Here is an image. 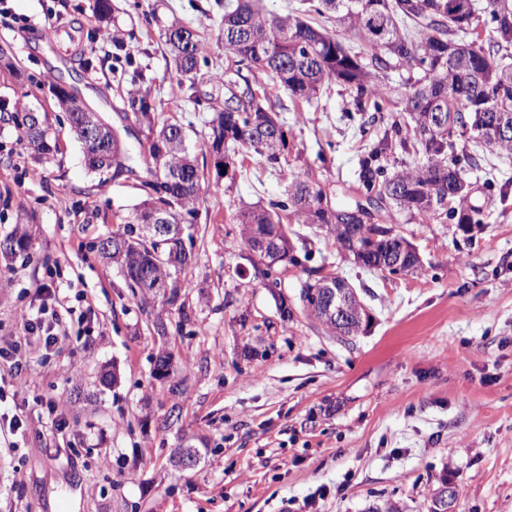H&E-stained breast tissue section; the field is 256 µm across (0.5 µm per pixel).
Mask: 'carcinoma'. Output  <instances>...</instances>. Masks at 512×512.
Listing matches in <instances>:
<instances>
[{"mask_svg": "<svg viewBox=\"0 0 512 512\" xmlns=\"http://www.w3.org/2000/svg\"><path fill=\"white\" fill-rule=\"evenodd\" d=\"M294 14L266 13L258 0H224V54L241 70L256 65L273 73L298 102L318 98L325 86L336 82L355 93L357 104L381 93V79L372 68L418 69L420 77L402 84L399 103L409 115L405 125L395 124L362 159L359 181L367 202L386 200L425 223L448 214L464 228L488 223L482 208L467 203L468 185L464 167L455 154L454 137L467 133L479 138L492 151L512 157V135L496 140L481 132L488 116L496 115L512 128V0H483L477 12L491 23L487 35L478 39L482 23L448 16V0H300ZM334 17L337 25L351 34L358 44L347 45L330 34L322 18ZM188 33L191 46L182 44ZM176 71L194 81L203 43L199 35L177 22L164 29ZM146 76L136 71L133 86L123 99L124 119L138 125L144 138L154 139L150 148L138 142V153L146 176L140 182L141 201L132 211L112 213L119 228L103 239L107 249L100 258L121 272L132 296L147 305L155 302L154 286L167 282L171 292L179 291V280L192 260V236L189 246L174 250L167 238L144 239L137 233L153 211L167 207L170 223L195 224L199 218L201 197L209 190L189 152L187 134L178 122L156 127L155 104L143 87ZM224 103L213 102L215 117L208 122V144L216 176L224 178L237 160L236 148L275 166L286 159L287 135L277 116L266 105V98L255 95L249 82L234 83ZM71 129L80 136L95 113L85 110L77 97H56ZM39 162L58 153V141L44 126L36 133H22ZM84 158L89 172L98 176L96 188L122 177L137 174L134 158L121 136L109 127L99 133L98 141ZM400 151L423 155V162L391 175L385 174L381 159ZM457 203L448 207L437 201V208L421 206L427 189ZM360 203L333 205L327 194L309 177L305 169L291 174L282 200L268 207L242 205L233 213V223L241 226V240L247 250L263 242L273 252L260 255L263 265L253 267L267 281L280 285L281 265L307 268L313 258L308 239L291 241L290 224H312L334 236L344 250L346 242L363 235L364 223L357 215ZM30 246L29 235L16 232L0 242V253L23 255ZM390 247L379 244L365 253L354 252L356 263L382 274L400 273L387 261ZM299 300L307 315L321 324L328 334L351 336L353 332L336 330L333 314L336 303L325 300L321 289L300 288Z\"/></svg>", "mask_w": 512, "mask_h": 512, "instance_id": "obj_1", "label": "carcinoma"}]
</instances>
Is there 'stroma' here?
<instances>
[{"mask_svg": "<svg viewBox=\"0 0 512 512\" xmlns=\"http://www.w3.org/2000/svg\"><path fill=\"white\" fill-rule=\"evenodd\" d=\"M126 51L145 68L160 118L185 129L211 179L191 233L194 261L177 307L141 304L116 267L89 252L115 231L112 213L141 199L138 178L101 191L84 168L83 145L61 120L50 86L74 85L91 111L123 127L130 87L110 42L88 38L92 0H0V47L28 75L0 74V97L47 111L60 151L36 164L20 132L0 119V240L31 236L28 259L0 258V343L22 336V314L47 302L40 285L57 273L51 300L67 336L32 355L35 380L15 392L10 358L0 357V512H430L442 482L458 491L455 512H512V158L459 138L477 158L469 202L489 224H426L394 205L373 209L422 259L414 275L385 276L338 253L333 237H311L312 267L346 278L369 319L341 342L300 307L308 274L288 268L277 290L257 278L230 215L243 204L280 199L291 168L308 166L333 203L365 201L360 158L405 121L399 105L358 108L332 84L318 101L294 102L276 79L243 69L288 130L290 169L245 160L217 178L208 151V103L224 99V0H112ZM204 41L195 81L174 70L160 30L171 22ZM291 317H281L276 294ZM163 318L166 335L152 326ZM173 355L183 393L171 401L152 376L158 348ZM115 381L102 385V374ZM58 402L66 432L51 423ZM180 417L161 422L171 404ZM197 445L199 463L178 469L174 448Z\"/></svg>", "mask_w": 512, "mask_h": 512, "instance_id": "stroma-1", "label": "stroma"}]
</instances>
